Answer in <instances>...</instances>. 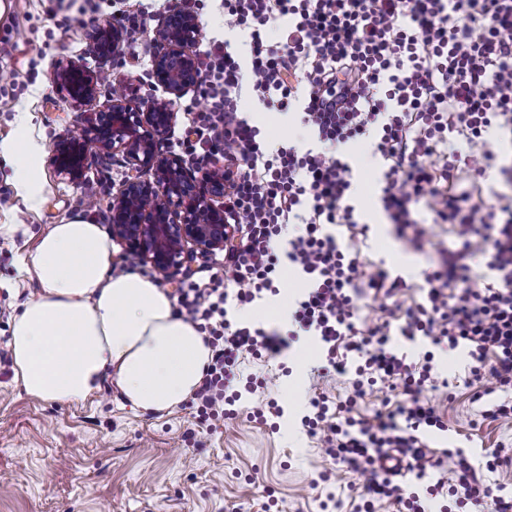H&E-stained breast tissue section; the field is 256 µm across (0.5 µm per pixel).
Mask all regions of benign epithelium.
<instances>
[{"label": "benign epithelium", "mask_w": 512, "mask_h": 512, "mask_svg": "<svg viewBox=\"0 0 512 512\" xmlns=\"http://www.w3.org/2000/svg\"><path fill=\"white\" fill-rule=\"evenodd\" d=\"M197 15L186 8L169 11L151 38L153 84L162 95L137 96L131 85L98 104L106 72L79 64L55 66L56 90L68 97L84 117L82 131L57 141L48 157L54 173L78 186L94 154H120L132 170L108 206L112 239L169 280L185 259L224 250L233 238L224 196V138L215 141L207 162L194 166L183 156L165 153L161 142L174 127L175 103L200 88L198 56L191 47L200 40ZM123 29L102 21L90 34L99 60L122 65Z\"/></svg>", "instance_id": "7a95c632"}]
</instances>
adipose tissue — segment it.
Segmentation results:
<instances>
[{"label":"adipose tissue","mask_w":512,"mask_h":512,"mask_svg":"<svg viewBox=\"0 0 512 512\" xmlns=\"http://www.w3.org/2000/svg\"><path fill=\"white\" fill-rule=\"evenodd\" d=\"M40 151L0 141L33 205L43 191ZM113 252L101 225L75 220L53 225L21 259L39 290L10 324L13 380L31 397L74 403L108 378L132 408L170 411L195 393L211 350L165 289L135 272L113 274Z\"/></svg>","instance_id":"obj_1"}]
</instances>
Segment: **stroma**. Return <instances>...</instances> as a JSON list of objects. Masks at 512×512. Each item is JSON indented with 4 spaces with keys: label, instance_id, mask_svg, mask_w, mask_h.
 Returning a JSON list of instances; mask_svg holds the SVG:
<instances>
[{
    "label": "stroma",
    "instance_id": "1",
    "mask_svg": "<svg viewBox=\"0 0 512 512\" xmlns=\"http://www.w3.org/2000/svg\"><path fill=\"white\" fill-rule=\"evenodd\" d=\"M199 19L201 46L226 42L236 50L242 68H249V31L224 26L222 0H179ZM169 0H0V141L13 138L25 126L27 140L43 151L67 135L80 132L77 114L52 82L53 66L74 61L98 69L89 33L113 12L143 13L145 27L136 41L121 46L123 65L110 71L107 84H133L140 96L159 90L150 78V36ZM210 89L201 86L176 104L178 121L163 150L200 160L184 141L189 113L204 111ZM303 99L288 111L277 112L253 97H243L239 109L261 132L271 148L291 142L301 150L321 151L322 145L303 126ZM367 139L343 159L352 169L348 199L354 208L353 225H330L327 233L343 247L358 251L366 273L386 270L409 285L397 298L371 295L357 302L359 330L388 322L390 352L407 361L432 354L435 385L424 397L440 415L443 429L424 430L422 438L433 453H445L441 471L424 476L407 474L406 481L425 512H465L448 492L433 493L439 477H451L459 458L484 467L496 449H512V422L486 418L485 410L501 402L494 379L484 378L492 395L474 400L467 381L468 348L434 345L430 338H407L401 321L385 309L399 302L416 306L426 301L424 277L438 251L452 245V229L427 223L428 243L413 249L390 223L380 197L383 160ZM129 166L121 155L92 160L85 177L97 189L98 204L81 203L82 190L60 177L48 161H41L44 184L38 206L20 196L10 168L0 162V512H356L358 481L340 471L307 434L301 420L309 414V400L322 394L329 407L351 405L355 418L389 415L401 396L393 382L376 380L355 394L352 381L360 360L349 353L348 372L317 377L325 362L322 343L300 337L274 359L245 358L243 380L229 389L235 398L223 417L200 423L194 401L168 413L130 408L121 392L103 382L100 392L81 403L45 402L25 394L13 382L12 357L6 345L12 316L37 290L36 282L21 274L19 261L34 251L52 225L73 220L106 224L111 200L109 187L125 179ZM223 254L186 262L165 285L175 292L196 281L210 287L224 285Z\"/></svg>",
    "mask_w": 512,
    "mask_h": 512
}]
</instances>
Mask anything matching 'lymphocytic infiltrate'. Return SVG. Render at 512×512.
I'll return each instance as SVG.
<instances>
[{
	"label": "lymphocytic infiltrate",
	"mask_w": 512,
	"mask_h": 512,
	"mask_svg": "<svg viewBox=\"0 0 512 512\" xmlns=\"http://www.w3.org/2000/svg\"><path fill=\"white\" fill-rule=\"evenodd\" d=\"M287 19L280 40L262 37L270 21ZM224 23L251 31V67L242 70L228 48L215 44L199 61L203 80L217 94L191 129L199 145L224 132V165L233 175L224 203L240 228L228 271L246 305L273 286L281 261L296 266L307 290L296 304L297 331L320 336L327 365L342 370L338 349L362 353L363 375L398 380L405 399L396 419L369 422L330 411L324 397L305 424L325 454L361 480L365 506L393 501L405 512H425L406 495L395 471L377 462L399 454L417 473L441 469L420 431L443 423L423 397L431 366L414 365L385 349L389 325L356 338L354 295L392 296L407 283L386 271L366 276L358 255L340 249L326 224H350L354 209L348 163L293 146L268 149L259 130L241 116L242 90L275 110L305 92L302 123L319 142L338 147L373 135L386 170L382 208L391 223L415 224L425 205L434 223L451 225L454 246L425 276L426 304L405 309L401 333L432 337L457 347L470 343V375H492L512 389V164L500 163L487 135L512 134V0H224ZM465 151L454 148V140ZM301 230L286 256L276 242L289 225ZM486 258L495 284L478 287L474 257ZM224 293L193 283L181 289L178 313L203 323L212 355L197 389V411L211 419L224 410V393L244 355L275 356L287 341L262 328H232ZM451 492L475 508L512 512V498L493 489L467 459H459Z\"/></svg>",
	"instance_id": "lymphocytic-infiltrate-1"
}]
</instances>
